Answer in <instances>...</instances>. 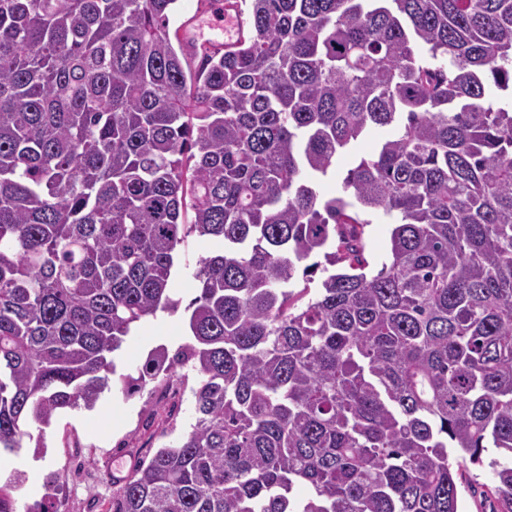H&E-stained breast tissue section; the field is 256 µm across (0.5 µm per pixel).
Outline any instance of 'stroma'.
Masks as SVG:
<instances>
[{
    "instance_id": "stroma-1",
    "label": "stroma",
    "mask_w": 512,
    "mask_h": 512,
    "mask_svg": "<svg viewBox=\"0 0 512 512\" xmlns=\"http://www.w3.org/2000/svg\"><path fill=\"white\" fill-rule=\"evenodd\" d=\"M389 134V129L375 128L352 143L322 180L321 192L335 194L355 161L369 155ZM195 295L190 270L177 265L172 297L179 300L180 310L173 315L158 313L133 331L114 355L118 377L111 380L110 391L103 394L95 409L70 410L53 421L46 431L45 457L35 458L27 448L15 454V467L25 474L16 494L19 512L44 499L52 512H109L126 477L188 428L194 416L192 397L163 407L152 388L127 397L118 378L135 373L155 347L163 345L173 351L187 341L185 308ZM109 466L114 477L102 481L100 473ZM494 484L490 468L469 467L458 485L461 512H488L487 493Z\"/></svg>"
}]
</instances>
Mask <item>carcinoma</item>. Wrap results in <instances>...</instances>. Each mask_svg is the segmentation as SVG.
<instances>
[{"mask_svg":"<svg viewBox=\"0 0 512 512\" xmlns=\"http://www.w3.org/2000/svg\"><path fill=\"white\" fill-rule=\"evenodd\" d=\"M242 2L211 53L177 0H0V448L95 407L196 236L190 340L121 377L188 369L194 422L112 512H460L467 463L512 512V0ZM391 134L389 128H375L370 130L365 137L358 142L352 143L347 151L337 160L336 166L329 172L320 184V191L325 195L335 194L341 187V182L349 168L360 157L369 155L377 146ZM372 224L365 228L366 253L371 267L375 270L378 263L387 257L390 248V233L393 228L392 220L382 212L368 217Z\"/></svg>","mask_w":512,"mask_h":512,"instance_id":"carcinoma-1","label":"carcinoma"}]
</instances>
